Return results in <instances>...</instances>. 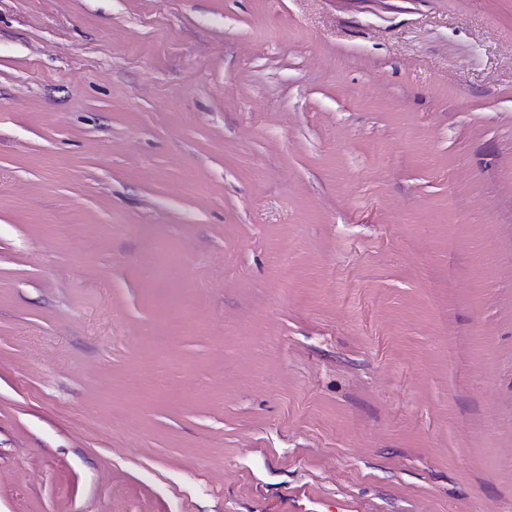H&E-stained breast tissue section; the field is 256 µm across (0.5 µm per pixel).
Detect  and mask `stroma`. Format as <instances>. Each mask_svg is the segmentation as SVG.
Segmentation results:
<instances>
[{
	"label": "stroma",
	"instance_id": "35a3bbf8",
	"mask_svg": "<svg viewBox=\"0 0 512 512\" xmlns=\"http://www.w3.org/2000/svg\"><path fill=\"white\" fill-rule=\"evenodd\" d=\"M0 512H512V0H0Z\"/></svg>",
	"mask_w": 512,
	"mask_h": 512
}]
</instances>
